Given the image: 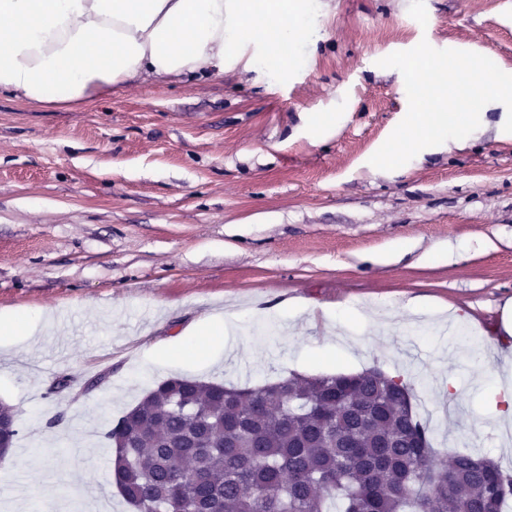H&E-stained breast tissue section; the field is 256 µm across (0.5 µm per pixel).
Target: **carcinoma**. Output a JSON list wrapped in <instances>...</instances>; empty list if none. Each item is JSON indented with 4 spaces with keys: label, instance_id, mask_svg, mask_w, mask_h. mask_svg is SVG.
Instances as JSON below:
<instances>
[{
    "label": "carcinoma",
    "instance_id": "1",
    "mask_svg": "<svg viewBox=\"0 0 512 512\" xmlns=\"http://www.w3.org/2000/svg\"><path fill=\"white\" fill-rule=\"evenodd\" d=\"M412 385L378 369L260 387L171 378L104 433L136 512H504L512 471L458 452L437 465ZM16 412L0 402L8 456Z\"/></svg>",
    "mask_w": 512,
    "mask_h": 512
}]
</instances>
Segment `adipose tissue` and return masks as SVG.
Wrapping results in <instances>:
<instances>
[{
	"instance_id": "1",
	"label": "adipose tissue",
	"mask_w": 512,
	"mask_h": 512,
	"mask_svg": "<svg viewBox=\"0 0 512 512\" xmlns=\"http://www.w3.org/2000/svg\"><path fill=\"white\" fill-rule=\"evenodd\" d=\"M305 0H0V92L28 105L82 106L142 75L223 74L243 60H301Z\"/></svg>"
}]
</instances>
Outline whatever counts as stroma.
<instances>
[{
  "instance_id": "35a3bbf8",
  "label": "stroma",
  "mask_w": 512,
  "mask_h": 512,
  "mask_svg": "<svg viewBox=\"0 0 512 512\" xmlns=\"http://www.w3.org/2000/svg\"><path fill=\"white\" fill-rule=\"evenodd\" d=\"M309 23L308 61L285 74L145 76L68 108L0 94V316L58 319L0 355L19 429L0 512H132L102 434L177 376L258 387L377 367L413 385L438 463L468 449L512 468L489 394L512 300L502 110L466 142L370 163L408 110L380 59L425 41L512 71V0H311ZM318 115L336 122L315 140ZM212 314L224 348L201 365L186 332ZM155 347L170 355L153 365Z\"/></svg>"
}]
</instances>
